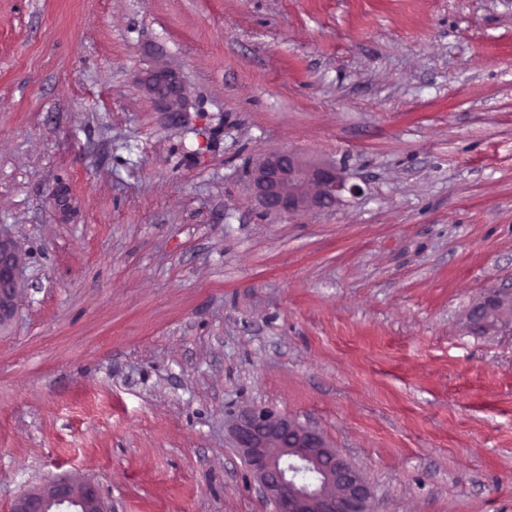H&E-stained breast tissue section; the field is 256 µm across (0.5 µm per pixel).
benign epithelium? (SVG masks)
Here are the masks:
<instances>
[{
    "label": "benign epithelium",
    "mask_w": 512,
    "mask_h": 512,
    "mask_svg": "<svg viewBox=\"0 0 512 512\" xmlns=\"http://www.w3.org/2000/svg\"><path fill=\"white\" fill-rule=\"evenodd\" d=\"M156 109L177 115L187 111L189 95L179 74L158 61L143 78ZM261 205L288 215L335 205L341 192L356 196L359 186L334 165H315L286 151L269 153L250 171ZM21 253L0 239V324L13 309ZM472 316L495 329L512 324V293L497 294L477 305ZM240 451L273 512H368V483L342 454L305 425L264 410H250L235 426ZM10 512H111L98 489L57 479L31 487L12 503Z\"/></svg>",
    "instance_id": "1"
}]
</instances>
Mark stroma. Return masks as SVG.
<instances>
[{
  "instance_id": "obj_1",
  "label": "stroma",
  "mask_w": 512,
  "mask_h": 512,
  "mask_svg": "<svg viewBox=\"0 0 512 512\" xmlns=\"http://www.w3.org/2000/svg\"><path fill=\"white\" fill-rule=\"evenodd\" d=\"M178 71L186 112L141 79ZM287 150L358 196L264 210ZM0 512H272L234 438L315 429L370 512H512V0H0ZM21 261L22 255L16 247L0 239V326L13 309L17 293L16 274ZM472 316L482 327L497 329L500 324L512 325V293L497 294L491 299L477 305ZM80 484L61 478L31 487L14 500L10 512H112L94 485Z\"/></svg>"
}]
</instances>
